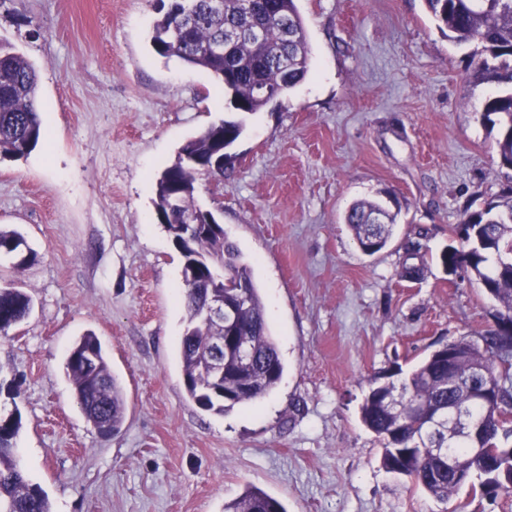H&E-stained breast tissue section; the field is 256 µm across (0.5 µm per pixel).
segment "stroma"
Segmentation results:
<instances>
[{
    "instance_id": "35a3bbf8",
    "label": "stroma",
    "mask_w": 512,
    "mask_h": 512,
    "mask_svg": "<svg viewBox=\"0 0 512 512\" xmlns=\"http://www.w3.org/2000/svg\"><path fill=\"white\" fill-rule=\"evenodd\" d=\"M157 7L0 0L43 128L29 154L0 155V227L36 254L0 260L34 302L0 334V414H20L28 479L52 512H224L250 487L288 512H512V494L466 486L444 505L386 472L360 419L373 380L493 326V302L441 260L464 209L512 185L480 118L505 89L470 77L480 45L449 41L422 0H298L307 78L244 114L223 180L196 194L249 265L285 366L269 396L217 415L184 390L183 263L154 201L179 148L229 112L210 73L152 50ZM385 191L396 231L368 256L343 215ZM88 332L124 389L108 437L63 368Z\"/></svg>"
}]
</instances>
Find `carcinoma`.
<instances>
[{
  "instance_id": "obj_1",
  "label": "carcinoma",
  "mask_w": 512,
  "mask_h": 512,
  "mask_svg": "<svg viewBox=\"0 0 512 512\" xmlns=\"http://www.w3.org/2000/svg\"><path fill=\"white\" fill-rule=\"evenodd\" d=\"M437 28L457 44L482 46L484 62H474V76L487 83L512 87V0H422ZM238 29L240 37L226 41L227 32ZM224 43V54L210 48ZM151 46L162 57L207 70L224 88V97L239 112H258L268 103L288 95L307 76L310 48L296 0H169L154 25ZM288 59V71L281 58ZM36 71L22 54L0 44V155L22 157L38 144L42 123L36 109ZM483 124L496 131V146L512 161V91L489 99ZM225 134L224 149H231L244 133L242 122L226 119L212 124L187 141L174 164L157 181L156 214L168 216L165 228L183 263L195 266L198 279L224 287L231 301L238 289L245 299L236 308V335L243 353L224 358V378L210 377L211 328L201 317L205 292L183 284L186 311L179 342L184 388L187 396L204 410L224 414L237 405L252 404L269 395L284 373L274 336L250 267L236 246L224 236L221 224H199L189 232L184 218L204 212L195 203L196 185L202 179L224 177V169L210 168L217 151V134ZM512 214V186L488 200L478 212H464L460 223L470 225L464 246L452 260L473 277L495 302L494 320L512 317V264L503 251L512 244V223L485 224L484 217ZM383 223H374L375 215ZM359 249L372 256L386 248L396 217L382 204L360 201L344 216ZM24 239L0 229V255L18 258L21 266ZM33 309L32 297L12 283H0V331L21 322ZM502 338L494 329L477 338L463 336L448 343L458 352L454 379L448 368L431 354L414 365L398 383L384 382L365 397L360 415L363 424L382 443L381 464L388 472L408 478L437 501L448 498L473 478L485 486L495 482L501 492H512V425L498 423V415L512 411V359L498 353ZM480 367L493 384L487 400L473 399L481 381ZM65 374L86 420L94 428L106 421L112 432L121 428L125 398L112 374L107 354L98 337L88 333L70 350ZM465 413L482 428L448 444V414ZM17 413L0 417V512H51L47 494L29 482L13 456L20 430ZM492 443L493 457L471 449ZM451 447L448 455L437 452ZM224 512H288L283 503L258 488L246 490L224 504Z\"/></svg>"
}]
</instances>
